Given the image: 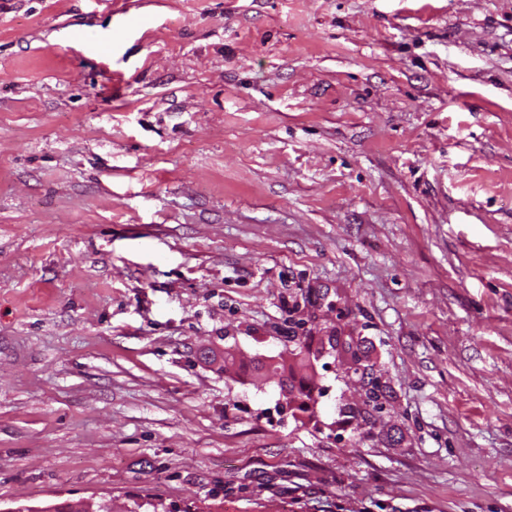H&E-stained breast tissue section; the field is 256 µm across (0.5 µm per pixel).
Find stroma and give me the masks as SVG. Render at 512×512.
<instances>
[{"label": "stroma", "mask_w": 512, "mask_h": 512, "mask_svg": "<svg viewBox=\"0 0 512 512\" xmlns=\"http://www.w3.org/2000/svg\"><path fill=\"white\" fill-rule=\"evenodd\" d=\"M81 497L512 512V0H0V506Z\"/></svg>", "instance_id": "1"}]
</instances>
